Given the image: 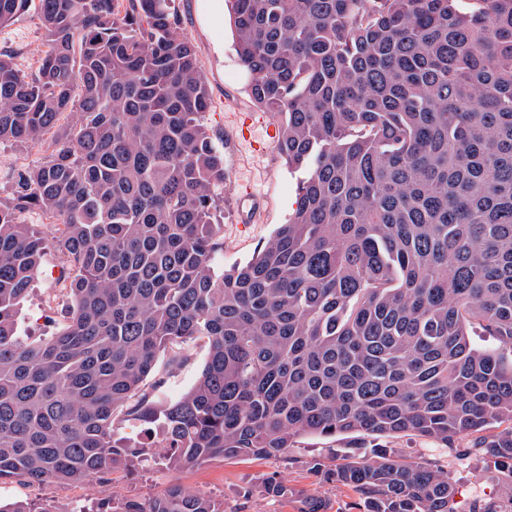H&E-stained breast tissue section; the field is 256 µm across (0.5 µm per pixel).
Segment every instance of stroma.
<instances>
[{
    "instance_id": "obj_1",
    "label": "stroma",
    "mask_w": 512,
    "mask_h": 512,
    "mask_svg": "<svg viewBox=\"0 0 512 512\" xmlns=\"http://www.w3.org/2000/svg\"><path fill=\"white\" fill-rule=\"evenodd\" d=\"M184 34L193 44L205 77L211 104L202 122L216 149L224 156L228 178L214 194L224 207L221 233L224 251L217 260L221 269L248 262L266 244L277 227L287 223L297 206L299 173L288 168L269 138L267 127L274 118L250 95V76L235 51V36L228 0H174ZM44 41V27L37 8L17 15L0 28V50L11 52L18 68L36 72ZM49 141L20 144L0 141V199L7 198L17 173L33 170L50 155ZM262 198L257 223L242 224L237 217L239 195ZM27 224L37 225L47 241V251L17 315L25 341L47 339L63 326L67 299L61 272L68 263L56 245V231L39 212L23 214ZM204 342L183 345L176 353L159 355L144 392L154 405L165 404L188 391L207 359ZM473 436L464 435L439 446L423 438L396 434L379 443L395 456L412 462H434L447 470L456 489L457 512H507L512 507V470L473 452ZM371 446V439L351 440L341 435L305 438L291 449L288 460L215 458L182 470L169 469L161 454L121 468L106 483L29 485L0 483V498L21 499L33 512H96L109 498L134 495L148 500L162 495L171 485L208 494L221 502L224 512H297L306 497L322 499L327 512H360L361 494L354 488L322 483L309 469L312 459L332 460L351 445ZM279 473L290 494L285 499L265 495L267 475Z\"/></svg>"
}]
</instances>
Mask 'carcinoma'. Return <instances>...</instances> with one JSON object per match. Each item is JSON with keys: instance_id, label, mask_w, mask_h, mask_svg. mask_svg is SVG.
<instances>
[{"instance_id": "1", "label": "carcinoma", "mask_w": 512, "mask_h": 512, "mask_svg": "<svg viewBox=\"0 0 512 512\" xmlns=\"http://www.w3.org/2000/svg\"><path fill=\"white\" fill-rule=\"evenodd\" d=\"M33 0H0V28ZM37 74L0 51V140L51 135L0 201V481L101 480L165 449L173 470L288 458L306 436H476L512 469V0H230L254 101L300 172L288 223L221 272L224 157L173 0H38ZM79 113L75 125L61 120ZM55 220L72 273L51 341L16 314L45 253L19 215ZM199 339L195 384L131 415L162 434L115 437V409L163 352ZM509 423L493 435L488 426ZM314 474L363 512H455L448 473L348 448ZM264 490L288 497L277 473ZM99 512H224L173 485Z\"/></svg>"}]
</instances>
